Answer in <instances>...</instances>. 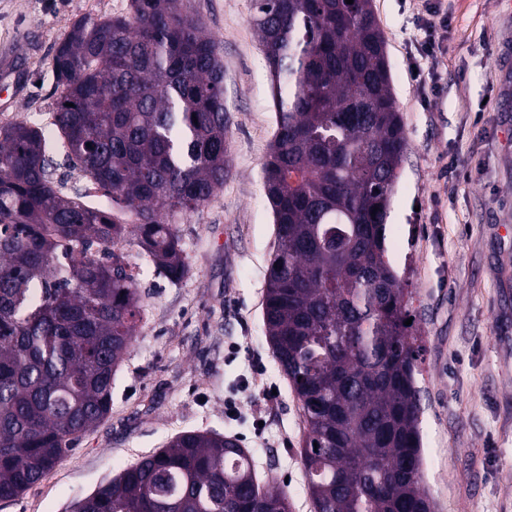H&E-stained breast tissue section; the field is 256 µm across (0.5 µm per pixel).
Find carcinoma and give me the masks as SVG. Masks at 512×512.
Here are the masks:
<instances>
[{
    "label": "carcinoma",
    "instance_id": "1",
    "mask_svg": "<svg viewBox=\"0 0 512 512\" xmlns=\"http://www.w3.org/2000/svg\"><path fill=\"white\" fill-rule=\"evenodd\" d=\"M277 132L264 166L276 226L266 337L301 403L315 512H433L422 487L421 346L385 246L408 149L372 0H254ZM66 157L112 215L54 182L42 128H0V499L39 482L108 414L142 319L121 248L171 281L176 221L228 172L224 64L182 0L76 22L53 56ZM76 512H291L250 450L186 431Z\"/></svg>",
    "mask_w": 512,
    "mask_h": 512
}]
</instances>
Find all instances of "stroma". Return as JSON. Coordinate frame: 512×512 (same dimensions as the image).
Returning a JSON list of instances; mask_svg holds the SVG:
<instances>
[{
  "label": "stroma",
  "instance_id": "stroma-1",
  "mask_svg": "<svg viewBox=\"0 0 512 512\" xmlns=\"http://www.w3.org/2000/svg\"><path fill=\"white\" fill-rule=\"evenodd\" d=\"M129 0H0V52L20 78L0 127L44 125L59 90L57 45L83 17ZM451 18L436 91L411 72L420 47L409 0H373L408 140L386 220L387 254L421 333L423 485L435 512H512V0H440ZM218 40L229 119L224 186L177 226L176 282L146 266L143 320L120 363L112 409L0 512H72L124 468L186 431L236 437L263 487L314 512L304 487L300 403L265 337L275 240L263 165L276 132L254 0H184ZM276 400L264 401L268 388ZM241 404L224 413L225 396Z\"/></svg>",
  "mask_w": 512,
  "mask_h": 512
}]
</instances>
